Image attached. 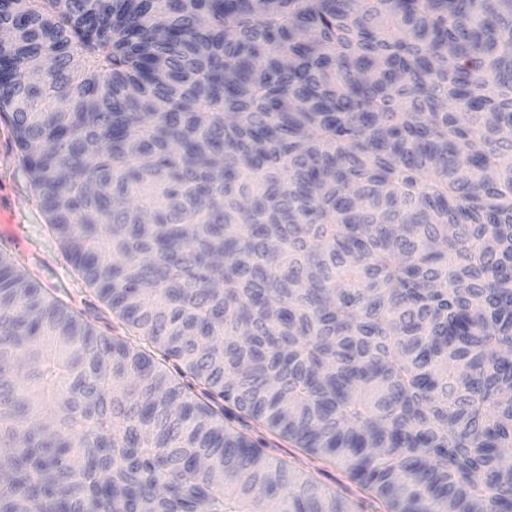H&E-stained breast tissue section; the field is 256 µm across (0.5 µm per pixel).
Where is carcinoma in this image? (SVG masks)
Returning a JSON list of instances; mask_svg holds the SVG:
<instances>
[{
  "label": "carcinoma",
  "instance_id": "cac0c4a2",
  "mask_svg": "<svg viewBox=\"0 0 512 512\" xmlns=\"http://www.w3.org/2000/svg\"><path fill=\"white\" fill-rule=\"evenodd\" d=\"M0 29L16 158L121 329L0 251V512H357L238 413L379 512H512V0ZM246 435L253 439L262 436L267 441V450L274 460L306 470L320 485L336 491V494L354 501L365 496L359 484L349 478L341 464L312 460L300 448H295L292 443L269 436L265 432L248 431Z\"/></svg>",
  "mask_w": 512,
  "mask_h": 512
}]
</instances>
